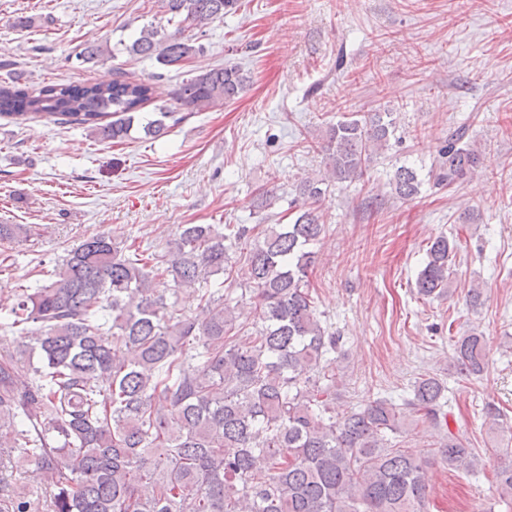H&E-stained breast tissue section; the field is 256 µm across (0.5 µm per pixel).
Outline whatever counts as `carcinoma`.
I'll return each mask as SVG.
<instances>
[{"instance_id":"carcinoma-1","label":"carcinoma","mask_w":512,"mask_h":512,"mask_svg":"<svg viewBox=\"0 0 512 512\" xmlns=\"http://www.w3.org/2000/svg\"><path fill=\"white\" fill-rule=\"evenodd\" d=\"M172 32L144 28L127 47L162 66L202 52L188 31L216 20L239 0H158ZM250 76L238 65L201 69L174 89L186 112L239 96ZM154 86L119 75L109 84L46 85L28 93L0 85V118H45L84 126L102 140L128 137ZM143 126L157 137L176 112ZM393 113L368 112L327 126L328 178H361L387 147ZM436 183H454L477 166L478 151L448 141ZM323 180L299 187L289 224H180L161 256L108 233L92 235L57 262L47 280L20 289L3 331L29 338L0 347V466L36 465L45 497L4 496L0 512H426L430 461L395 448L415 414L443 426L446 383L423 375L412 398L375 399L332 415L340 337L322 325L309 290L313 246L325 233L315 207ZM403 200L419 193L412 167L389 182ZM455 240L442 233L426 249L416 288L448 290ZM166 276L198 293L202 317L167 303ZM242 279L258 316L251 330L210 279ZM487 343L471 332L454 344L453 368L479 376ZM433 459L469 473L478 455L453 433ZM496 491L512 497V463L498 467Z\"/></svg>"}]
</instances>
